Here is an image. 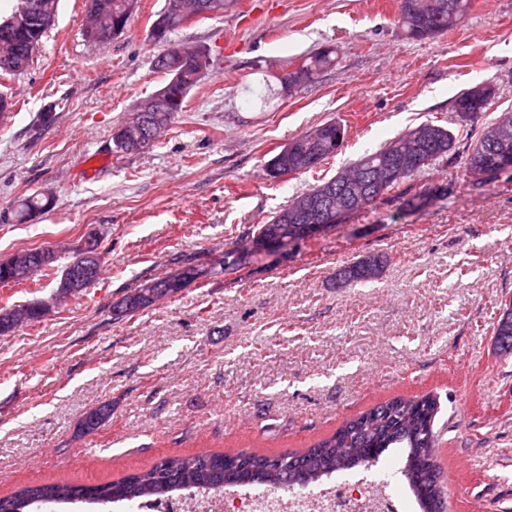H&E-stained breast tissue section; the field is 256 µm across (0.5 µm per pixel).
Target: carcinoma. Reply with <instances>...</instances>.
I'll use <instances>...</instances> for the list:
<instances>
[{
	"label": "carcinoma",
	"instance_id": "1",
	"mask_svg": "<svg viewBox=\"0 0 512 512\" xmlns=\"http://www.w3.org/2000/svg\"><path fill=\"white\" fill-rule=\"evenodd\" d=\"M196 0H177L163 18V28L151 35L152 41L161 47L154 58L157 71L169 76L160 89L165 102L157 111V121L167 128L175 115L185 108V99L190 90L201 79L209 65V55L194 49L181 53L170 50L172 35L181 27L180 12L190 10ZM87 11L92 20L91 29L95 41L106 42L122 33L127 25L132 0H86ZM472 8V0H400L397 22L405 34L418 41L430 38L426 21L434 18L440 23L439 32L456 26ZM11 17L0 20V36L5 34L14 46L11 61L0 60V70L18 74L26 69L33 54L38 50L46 30L34 24L12 25ZM308 69L307 83L311 84L325 70L336 66L337 53L331 47L320 48L304 55ZM491 99L472 100L466 92L455 99V111L464 110L466 116L476 117L485 111ZM505 118L499 116L484 123L476 130L466 133L458 140L447 128L431 122L421 123L385 144L380 149L357 159L349 169L361 171L377 164L380 158L398 150L408 148L416 135H430L437 139L436 149L423 155L422 163L410 170V178L436 162L454 163L457 156L465 154L464 175L476 184L499 177L496 166L485 168L486 177H473L469 168L471 158L491 154L486 149L494 132L501 129ZM51 204L43 193L24 198L15 213L18 222L25 223L41 214ZM255 233L273 238L278 235L293 237L301 242L317 234L312 224L290 220V208L272 213ZM385 265L382 254H368L340 267L336 274L343 275L349 283H364L362 270L365 262ZM45 263L31 261L29 268L19 275L0 264V279L11 277L21 284L32 279ZM158 285L153 297L145 293L148 283ZM165 277L145 279L130 288L122 299L113 304L112 319L122 320L146 310L167 298L161 289ZM494 347L512 353V305L508 304L492 324ZM439 412L436 398L431 395L405 399L396 397L379 403L360 416L346 422L329 438L314 447L295 453L263 455L247 451L236 453H201L196 455L164 456L150 467L128 474L118 480L95 484L47 483L28 485L7 496H0V512H33V507L52 502L57 495L68 498V503L110 506L133 499H170L191 491L222 492L231 487L267 486L295 489L321 482L334 473L364 467L375 463L391 449L405 453L401 470L408 488L414 496L420 512H444V502L438 488V469L435 459L438 434L434 420ZM112 419V404L100 403L85 412V417L76 423L75 433L89 435L105 426Z\"/></svg>",
	"mask_w": 512,
	"mask_h": 512
}]
</instances>
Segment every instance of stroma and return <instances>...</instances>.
I'll return each mask as SVG.
<instances>
[{"label":"stroma","mask_w":512,"mask_h":512,"mask_svg":"<svg viewBox=\"0 0 512 512\" xmlns=\"http://www.w3.org/2000/svg\"><path fill=\"white\" fill-rule=\"evenodd\" d=\"M164 7L134 0L125 31L99 44L85 0H60L27 70L0 79L11 104L0 118V260L57 255L32 281L0 284V309L49 304L0 336V495L116 480L168 455L303 451L377 403L429 394L447 512H512V354L491 336L512 300L510 177L474 185L463 162L433 164L405 191H451L422 209L377 201L287 252L245 256L241 269L112 318L135 281L184 255L222 256L317 176L409 128L429 120L465 135L475 122L454 110L461 90L494 88L480 121L512 113V0H474L461 23L423 41L398 25L399 0H235L175 32L210 66L155 146L117 153L115 128L168 80L150 36ZM328 45L334 68L287 93L273 85L261 105L263 76ZM331 119L344 143L317 173L266 176L283 146ZM36 192L52 209L18 223ZM91 233L99 279L53 302ZM371 253L387 257L379 278L337 287V269ZM102 402L111 421L76 436L79 416Z\"/></svg>","instance_id":"stroma-1"}]
</instances>
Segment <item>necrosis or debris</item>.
I'll use <instances>...</instances> for the list:
<instances>
[{
	"mask_svg": "<svg viewBox=\"0 0 512 512\" xmlns=\"http://www.w3.org/2000/svg\"><path fill=\"white\" fill-rule=\"evenodd\" d=\"M395 461L380 468L342 473L308 492L254 490L234 496L191 492L168 500L139 499L125 512H410Z\"/></svg>",
	"mask_w": 512,
	"mask_h": 512,
	"instance_id": "obj_1",
	"label": "necrosis or debris"
}]
</instances>
